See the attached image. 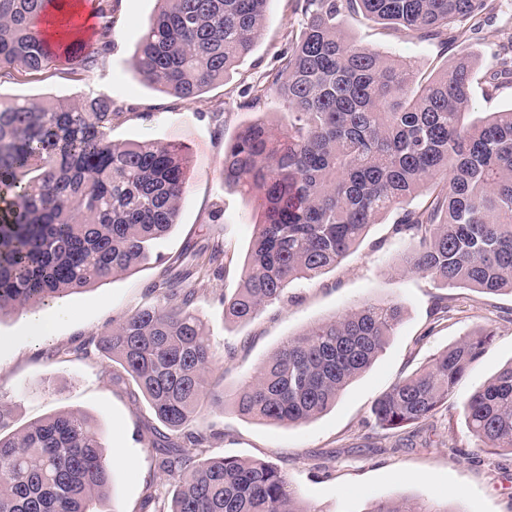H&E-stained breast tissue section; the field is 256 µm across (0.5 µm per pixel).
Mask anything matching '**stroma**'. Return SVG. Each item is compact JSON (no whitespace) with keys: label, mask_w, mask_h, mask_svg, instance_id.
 I'll return each instance as SVG.
<instances>
[{"label":"stroma","mask_w":512,"mask_h":512,"mask_svg":"<svg viewBox=\"0 0 512 512\" xmlns=\"http://www.w3.org/2000/svg\"><path fill=\"white\" fill-rule=\"evenodd\" d=\"M158 7L157 0H119L111 15L112 47L93 70L66 74L53 65L38 74L16 71L0 79V96L7 99L50 96L74 103L87 96L112 97L121 113L112 123V141L179 143L188 157L185 202L176 225L157 241L155 260L60 299L64 314L50 335L32 334L22 313L0 318V400L11 404L15 427L61 411L86 414L109 453L120 457L112 467L113 498L103 502L104 512H153L148 497H170L173 485L158 468L151 446L155 420L148 403L119 365H107L93 340L135 309L154 303L153 286L178 257L219 241L226 250L221 274L191 285L198 290L195 310L217 352L212 376L225 393H233L283 341L316 322L376 300H395L403 313L371 368L312 421L286 427L240 415L228 403L205 408L204 421L216 432L207 445L209 454L277 464L315 512H366L380 497L445 504L453 512H512V453L477 448L457 409L464 397L512 362V295L443 289L422 275L405 273L406 245L394 236L389 214L336 267L291 284L285 301L267 306L247 323L225 317L222 300L241 285L260 211L253 195L225 186L220 176L224 148L246 124L287 123L288 111L273 95L250 110L237 103L276 66L302 18L294 13L292 0H270L252 55L228 80L179 99L143 82L135 68L137 43ZM339 22L357 43L409 62L419 79L446 68L462 53H475L474 110L512 108L511 92L493 99L483 92L512 46V0H498L497 10L478 23L454 26L444 47L354 15H341ZM440 295L449 305L441 315L434 310ZM479 328L491 330L493 342L447 405L423 424L426 444L393 447L375 424L374 401ZM106 366L112 370L108 378L101 374Z\"/></svg>","instance_id":"stroma-1"}]
</instances>
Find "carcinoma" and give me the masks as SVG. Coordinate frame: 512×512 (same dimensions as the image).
<instances>
[{"mask_svg": "<svg viewBox=\"0 0 512 512\" xmlns=\"http://www.w3.org/2000/svg\"><path fill=\"white\" fill-rule=\"evenodd\" d=\"M160 2L135 66L147 84L189 98L252 54L269 0ZM52 3L0 0V78L60 60L90 70L111 48L107 20L89 41H47L39 24L52 21ZM292 7L302 27L264 88L286 107L288 123H250L224 148V183L253 194L262 210L242 288L225 315L246 322L283 301L294 281L335 267L390 213L409 240L408 272L446 288L512 294V110L464 122L470 56L417 86L409 64L349 40L336 21L347 12L446 45L450 25L494 12L496 0H292ZM506 89L512 66L502 63L485 96ZM119 116L106 96L77 104L0 96V315L40 308L148 262L176 224L182 147L115 144ZM420 192L427 202L410 206ZM196 258L215 274L224 245ZM190 276L165 279L152 288L154 304L96 340L164 427L153 433V448L178 488L171 509L158 512H312L278 466L207 455L202 409L224 403V390L207 382L216 353L192 308ZM401 316L394 301L364 303L287 339L233 394L235 408L286 426L317 417L372 365ZM492 340L490 331L465 336L395 382L373 404L378 427L399 435L433 417ZM460 412L478 446L512 451V362ZM11 420L0 402V512H93L110 496L112 459L91 418L60 412L15 431ZM183 429L185 442L174 441ZM367 512L455 510L380 498Z\"/></svg>", "mask_w": 512, "mask_h": 512, "instance_id": "obj_1", "label": "carcinoma"}]
</instances>
